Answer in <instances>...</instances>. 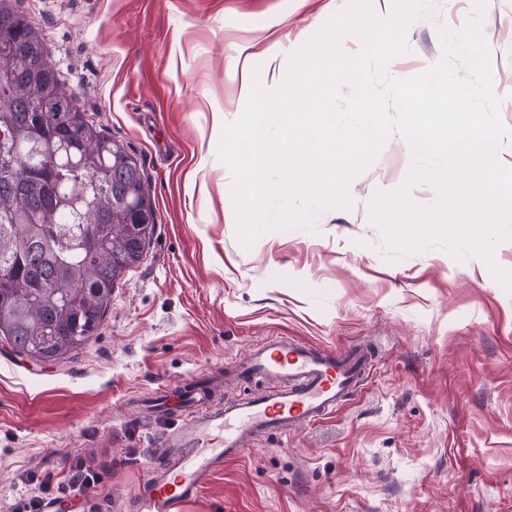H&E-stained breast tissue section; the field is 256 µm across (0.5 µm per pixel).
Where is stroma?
Returning a JSON list of instances; mask_svg holds the SVG:
<instances>
[{
    "mask_svg": "<svg viewBox=\"0 0 512 512\" xmlns=\"http://www.w3.org/2000/svg\"><path fill=\"white\" fill-rule=\"evenodd\" d=\"M80 105L144 174L156 224L117 281L98 331L56 363L0 336V512L36 495L31 472H96L86 499L132 507L168 418L153 403L224 371L257 342L376 348L363 385L290 436L269 435L204 487L208 512H512V293L479 258L433 248L387 262L369 219L411 150L392 134L349 187L352 207L315 232L274 231L243 248L218 158L243 111L254 57H288L347 0H20ZM390 77L442 54L474 0H433ZM483 31L500 117L512 129V0H487Z\"/></svg>",
    "mask_w": 512,
    "mask_h": 512,
    "instance_id": "35a3bbf8",
    "label": "stroma"
}]
</instances>
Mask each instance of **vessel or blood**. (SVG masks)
Here are the masks:
<instances>
[{
  "label": "vessel or blood",
  "instance_id": "obj_1",
  "mask_svg": "<svg viewBox=\"0 0 512 512\" xmlns=\"http://www.w3.org/2000/svg\"><path fill=\"white\" fill-rule=\"evenodd\" d=\"M370 348L327 350L285 336L256 344L242 359L224 362V375L262 376L260 394L218 409L186 410L156 439L155 461L141 478L137 512H189L225 463L238 460L248 442L289 432L334 413L361 385L372 365Z\"/></svg>",
  "mask_w": 512,
  "mask_h": 512
}]
</instances>
